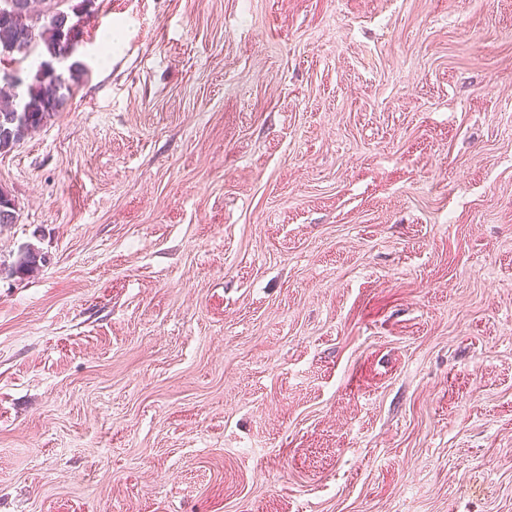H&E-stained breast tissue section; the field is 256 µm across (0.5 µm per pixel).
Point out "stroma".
<instances>
[{
	"label": "stroma",
	"instance_id": "obj_1",
	"mask_svg": "<svg viewBox=\"0 0 512 512\" xmlns=\"http://www.w3.org/2000/svg\"><path fill=\"white\" fill-rule=\"evenodd\" d=\"M73 58L0 155V512H512V0H94ZM44 261L45 258L35 249L28 246L21 248L6 274L9 277L19 278L30 276L39 269Z\"/></svg>",
	"mask_w": 512,
	"mask_h": 512
}]
</instances>
